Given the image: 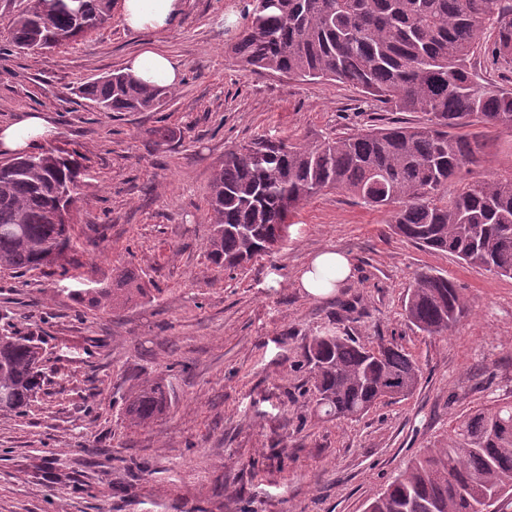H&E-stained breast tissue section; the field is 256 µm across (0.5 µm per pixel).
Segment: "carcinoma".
<instances>
[{
	"label": "carcinoma",
	"instance_id": "cac0c4a2",
	"mask_svg": "<svg viewBox=\"0 0 512 512\" xmlns=\"http://www.w3.org/2000/svg\"><path fill=\"white\" fill-rule=\"evenodd\" d=\"M250 23L236 36L234 58L253 71L302 80L336 79L393 112H423L428 124L393 125L320 140H261L224 154L207 199V257L232 269L268 255L288 238L301 205L328 190L373 209L392 208L395 231L414 245L512 278V173L448 182L474 162L479 145L456 133L475 122L512 132V91L470 66L490 31L493 65L512 64V0H248ZM112 19V0H28L9 25V46L24 53L56 49ZM79 95L103 112H154L172 89L126 72L87 82ZM81 155L61 149L0 161V269L20 276L57 267L69 274L74 223L57 213L75 207L84 176ZM147 296L139 272L125 267L94 289L92 304L114 312ZM429 336L457 324L465 301L447 277L421 271L404 306ZM38 336L0 334V414H22L46 381ZM317 408L353 419L406 397L421 371L394 345L366 347L347 334L314 336L305 351ZM173 389L145 379L126 396L123 421L146 428L170 410ZM512 499V400L471 411L374 497L366 512H499Z\"/></svg>",
	"mask_w": 512,
	"mask_h": 512
}]
</instances>
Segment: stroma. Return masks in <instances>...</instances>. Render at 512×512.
<instances>
[{"label": "stroma", "instance_id": "stroma-1", "mask_svg": "<svg viewBox=\"0 0 512 512\" xmlns=\"http://www.w3.org/2000/svg\"><path fill=\"white\" fill-rule=\"evenodd\" d=\"M113 2L102 28L25 55L4 50L20 0H0V125L46 113L49 146L77 149L87 169L78 278L0 270V330L44 337L48 378L26 414L0 416V512H364L460 417L512 400V279L417 248L394 234L390 210L339 190L299 209L278 252L217 272L206 198L226 152L427 117L386 111L341 81L243 69L230 47L248 17L228 0H184L159 36L127 29ZM148 43L182 68L163 111L100 112L78 96ZM465 133L480 149L449 191L512 172V133ZM327 248L350 257L353 275L313 297L300 272ZM130 266L153 287L138 304L112 313L78 297ZM419 271L448 276L468 300L448 335L404 316ZM327 332L403 347L421 368L416 390L353 421L322 419L305 348ZM148 376L171 385L170 413L125 430L124 398Z\"/></svg>", "mask_w": 512, "mask_h": 512}]
</instances>
